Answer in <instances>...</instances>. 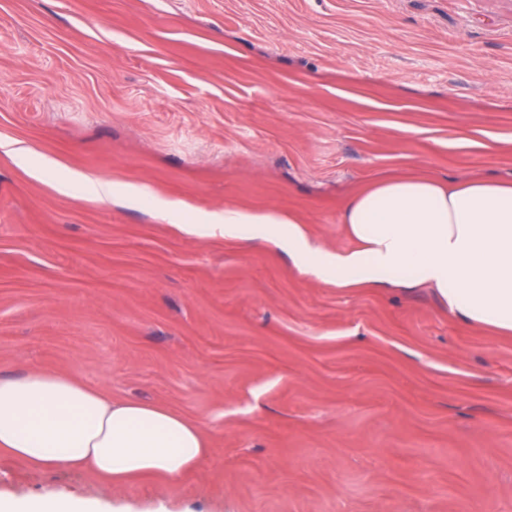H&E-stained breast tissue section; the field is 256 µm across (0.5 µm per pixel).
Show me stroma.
<instances>
[{
  "label": "stroma",
  "instance_id": "obj_1",
  "mask_svg": "<svg viewBox=\"0 0 512 512\" xmlns=\"http://www.w3.org/2000/svg\"><path fill=\"white\" fill-rule=\"evenodd\" d=\"M1 140L29 162L0 150V373L68 372L209 440L180 480L104 496L0 457L1 493L512 512V338L179 230L268 212L346 249L341 210L381 178L511 180L512 0H0ZM74 172L142 193L59 192Z\"/></svg>",
  "mask_w": 512,
  "mask_h": 512
}]
</instances>
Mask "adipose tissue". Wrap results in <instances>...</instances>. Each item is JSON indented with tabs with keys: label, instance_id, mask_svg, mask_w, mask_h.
I'll use <instances>...</instances> for the list:
<instances>
[{
	"label": "adipose tissue",
	"instance_id": "obj_1",
	"mask_svg": "<svg viewBox=\"0 0 512 512\" xmlns=\"http://www.w3.org/2000/svg\"><path fill=\"white\" fill-rule=\"evenodd\" d=\"M352 241L331 250L304 225L227 209L185 233L274 244L300 274L339 289L430 291L440 308L512 336V181L397 176L368 185L340 218ZM209 448L200 424L164 406L112 401L72 375L0 374V456L32 470L92 471L104 489L141 477L175 480ZM62 494L0 497V512H101Z\"/></svg>",
	"mask_w": 512,
	"mask_h": 512
}]
</instances>
